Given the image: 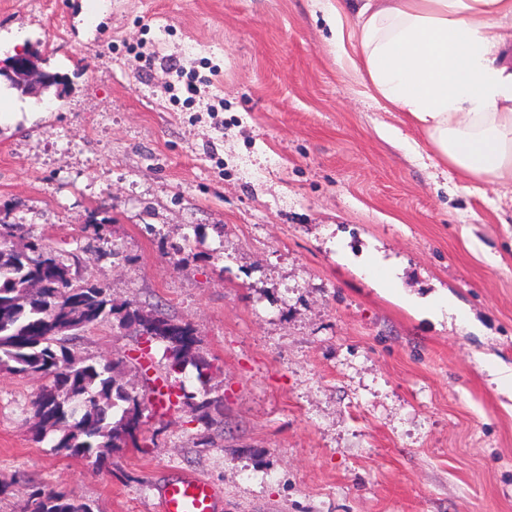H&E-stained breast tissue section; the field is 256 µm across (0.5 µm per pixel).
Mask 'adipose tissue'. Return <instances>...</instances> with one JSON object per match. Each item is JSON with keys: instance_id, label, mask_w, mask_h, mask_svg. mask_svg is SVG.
<instances>
[{"instance_id": "ef3b65f1", "label": "adipose tissue", "mask_w": 512, "mask_h": 512, "mask_svg": "<svg viewBox=\"0 0 512 512\" xmlns=\"http://www.w3.org/2000/svg\"><path fill=\"white\" fill-rule=\"evenodd\" d=\"M342 58L476 194L512 182V0H331Z\"/></svg>"}]
</instances>
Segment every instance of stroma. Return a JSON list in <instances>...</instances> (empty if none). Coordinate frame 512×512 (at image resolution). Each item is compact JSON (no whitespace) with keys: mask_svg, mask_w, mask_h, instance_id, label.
Wrapping results in <instances>:
<instances>
[{"mask_svg":"<svg viewBox=\"0 0 512 512\" xmlns=\"http://www.w3.org/2000/svg\"><path fill=\"white\" fill-rule=\"evenodd\" d=\"M323 6L0 0V61L23 47L64 80L38 98L0 81L16 103L0 113V212L71 252L80 225H105L81 274L191 323L221 399L208 428L159 401L157 385H201L152 344L138 445L99 467L34 442L40 383L0 373V512H26L34 484L156 512L191 473L219 512H512V391L487 374L512 368V191L459 192L461 175L416 157L424 135L342 69ZM372 249L398 262L400 292L448 293L479 331L375 288L359 270ZM138 348L108 325L76 344Z\"/></svg>","mask_w":512,"mask_h":512,"instance_id":"1","label":"stroma"}]
</instances>
